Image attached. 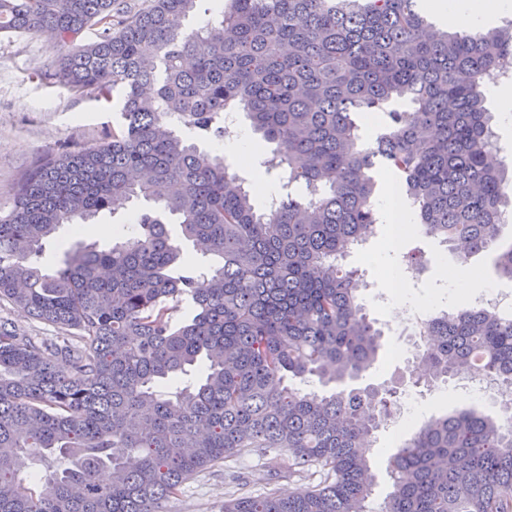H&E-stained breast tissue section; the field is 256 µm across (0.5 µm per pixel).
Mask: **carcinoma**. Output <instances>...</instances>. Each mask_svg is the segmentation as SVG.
I'll return each mask as SVG.
<instances>
[{"label": "carcinoma", "mask_w": 512, "mask_h": 512, "mask_svg": "<svg viewBox=\"0 0 512 512\" xmlns=\"http://www.w3.org/2000/svg\"><path fill=\"white\" fill-rule=\"evenodd\" d=\"M198 2L0 0V34L55 33L68 49L55 83L123 96L107 141L43 159L0 213V300L54 329L0 319V512H161L201 471L276 450L274 469L325 480L224 512H369L365 453L398 391L351 386L383 330L346 258L380 221L377 178L460 263L494 250L512 281V245L498 247L512 175L493 159L484 94L512 60L511 21L450 33L419 0H229L189 30ZM92 26L98 40L80 43ZM364 108L386 116L370 143ZM232 113L271 145L264 174L296 188L267 209L200 148ZM118 200L143 203L132 236L107 249L59 239L61 265L44 268L57 229ZM422 336L414 386L477 371L512 389V315L443 311ZM314 381L322 392L304 389ZM23 460L46 490L25 483ZM389 464L382 512H512L505 411L433 418Z\"/></svg>", "instance_id": "obj_1"}]
</instances>
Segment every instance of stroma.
<instances>
[{"mask_svg":"<svg viewBox=\"0 0 512 512\" xmlns=\"http://www.w3.org/2000/svg\"><path fill=\"white\" fill-rule=\"evenodd\" d=\"M54 51L38 36L0 35V210H8L18 184L49 153L62 146L77 148L105 141L116 124L119 106L97 101L93 93L75 94L42 79L49 70ZM128 208L104 214L96 223L85 225L80 237L100 246L113 239L131 235L133 227L126 218ZM418 250L426 266L423 286L405 289L404 299L394 298L388 284L389 274L399 267L403 251ZM349 266L368 271L373 278V293L365 297L370 315L384 331V347L367 376L374 384H400V405L410 407V415L401 423L383 428L369 459L378 476V486L371 498L374 512H379L392 480L387 461L395 448L410 438L427 420L471 406L479 412L497 416L494 400L461 394L457 381L433 391H419L408 382L411 369V341L404 328L391 326L392 310L400 305L421 310L429 316L442 310L476 305L474 293L460 291L443 281L440 269L454 265L453 255L422 231H415L403 249L390 241V231L377 225L367 242L347 259ZM322 471L311 470L305 479L287 475L273 476L263 459L254 454L235 455L219 467L205 470L187 482L178 496L165 501V512H224V503L232 495H260L274 492L288 495L302 484L322 482Z\"/></svg>","mask_w":512,"mask_h":512,"instance_id":"1","label":"stroma"}]
</instances>
